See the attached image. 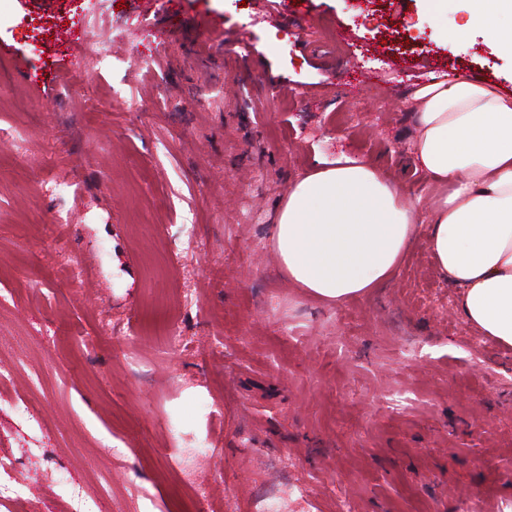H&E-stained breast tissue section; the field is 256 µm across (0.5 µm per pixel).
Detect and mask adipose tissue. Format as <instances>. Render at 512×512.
Here are the masks:
<instances>
[{
	"label": "adipose tissue",
	"mask_w": 512,
	"mask_h": 512,
	"mask_svg": "<svg viewBox=\"0 0 512 512\" xmlns=\"http://www.w3.org/2000/svg\"><path fill=\"white\" fill-rule=\"evenodd\" d=\"M465 37L484 27L512 55V0H465ZM415 158L446 187L432 210L409 202L373 161L348 155L293 182L269 236L290 285L325 301L366 294L393 276L419 225L458 308L481 335L512 348V96L458 73L414 94Z\"/></svg>",
	"instance_id": "1"
}]
</instances>
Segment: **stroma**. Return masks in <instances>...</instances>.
Listing matches in <instances>:
<instances>
[{
	"label": "stroma",
	"mask_w": 512,
	"mask_h": 512,
	"mask_svg": "<svg viewBox=\"0 0 512 512\" xmlns=\"http://www.w3.org/2000/svg\"><path fill=\"white\" fill-rule=\"evenodd\" d=\"M467 19L461 0H0V459L26 484L0 512H72V480L110 485L102 512H260L302 483L287 512H512V348L464 320L424 237L327 303L268 236L289 185L343 153L430 208L414 90L461 72L512 95L486 31L446 37ZM74 22L105 57L59 46ZM342 60L372 80L345 94Z\"/></svg>",
	"instance_id": "obj_1"
}]
</instances>
